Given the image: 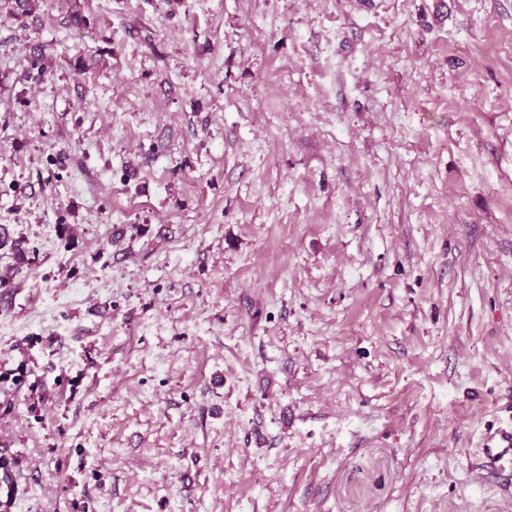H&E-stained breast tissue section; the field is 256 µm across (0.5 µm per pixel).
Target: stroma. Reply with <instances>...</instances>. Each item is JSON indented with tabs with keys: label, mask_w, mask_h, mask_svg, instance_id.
<instances>
[{
	"label": "stroma",
	"mask_w": 512,
	"mask_h": 512,
	"mask_svg": "<svg viewBox=\"0 0 512 512\" xmlns=\"http://www.w3.org/2000/svg\"><path fill=\"white\" fill-rule=\"evenodd\" d=\"M0 512H512V0H0ZM512 434L501 436L500 442L487 448H482L484 464L487 469L497 470L503 463L512 459Z\"/></svg>",
	"instance_id": "stroma-1"
}]
</instances>
